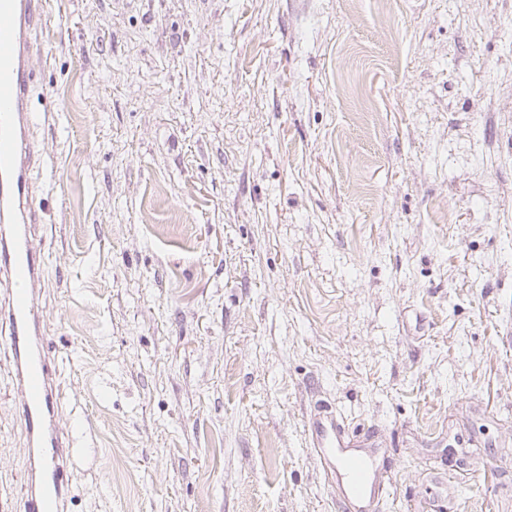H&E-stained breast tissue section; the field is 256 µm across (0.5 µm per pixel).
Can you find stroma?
<instances>
[{
	"instance_id": "obj_1",
	"label": "stroma",
	"mask_w": 512,
	"mask_h": 512,
	"mask_svg": "<svg viewBox=\"0 0 512 512\" xmlns=\"http://www.w3.org/2000/svg\"><path fill=\"white\" fill-rule=\"evenodd\" d=\"M31 173L68 512H512V0H46ZM0 333V512H28ZM308 433L318 464L336 477L344 509L381 512L391 496L392 482L385 453L372 436L350 437L331 409L310 417Z\"/></svg>"
}]
</instances>
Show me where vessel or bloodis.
<instances>
[{
	"label": "vessel or blood",
	"mask_w": 512,
	"mask_h": 512,
	"mask_svg": "<svg viewBox=\"0 0 512 512\" xmlns=\"http://www.w3.org/2000/svg\"><path fill=\"white\" fill-rule=\"evenodd\" d=\"M44 4L45 0H0V222L13 227L0 239V273L9 285L6 320L21 415L35 444L29 512H66L69 452L56 424L58 394L41 336L37 286L42 265L33 240L40 217L29 178L37 160L28 112L32 34L44 16ZM308 433L318 464L336 477L346 512H382L392 482L379 444L368 436H349L328 409L310 417Z\"/></svg>",
	"instance_id": "obj_1"
}]
</instances>
